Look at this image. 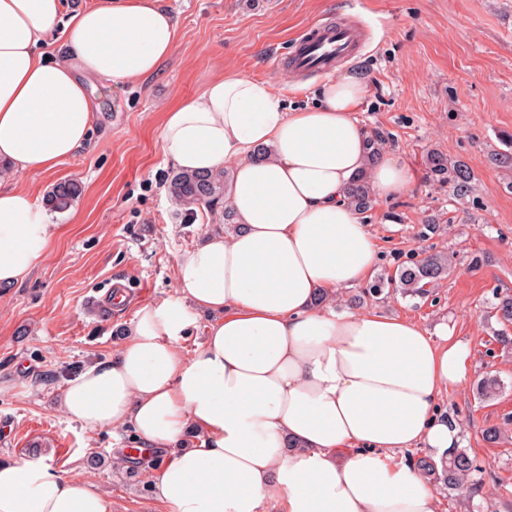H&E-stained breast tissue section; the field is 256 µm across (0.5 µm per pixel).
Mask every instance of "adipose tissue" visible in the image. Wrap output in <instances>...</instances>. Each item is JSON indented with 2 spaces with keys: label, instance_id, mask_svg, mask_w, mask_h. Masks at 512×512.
Masks as SVG:
<instances>
[{
  "label": "adipose tissue",
  "instance_id": "obj_1",
  "mask_svg": "<svg viewBox=\"0 0 512 512\" xmlns=\"http://www.w3.org/2000/svg\"><path fill=\"white\" fill-rule=\"evenodd\" d=\"M65 5L0 0V167L12 174L86 146L94 80L142 82L176 44L162 0ZM58 31L64 49L46 57ZM367 86L340 73L292 111L270 81L227 71L164 116L162 149L181 170L231 165L238 228L178 257L175 298L141 306L60 407L91 431L132 427L160 459L155 496L171 512H438L428 474L390 459L424 447L437 463L458 443L438 402L469 377L468 347L446 325L331 308L377 258L346 185L368 172L387 199L414 184L395 159L368 162L355 116ZM55 232L30 194L0 183V287L36 267ZM199 313L213 320L187 355L179 341ZM0 512H112V500L90 480L2 463Z\"/></svg>",
  "mask_w": 512,
  "mask_h": 512
}]
</instances>
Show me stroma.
Listing matches in <instances>:
<instances>
[{"label": "stroma", "instance_id": "obj_1", "mask_svg": "<svg viewBox=\"0 0 512 512\" xmlns=\"http://www.w3.org/2000/svg\"><path fill=\"white\" fill-rule=\"evenodd\" d=\"M163 2L179 20L180 38L158 72L137 84L96 81L88 145L53 174L6 178L40 205L58 182L74 180L82 190L66 211L51 212L59 229L39 267L0 288V462H41L89 479L111 495L112 512H170L154 495L158 459L112 463L113 449L133 447L130 428L90 431L56 403L68 380L111 358L137 309L174 297L177 257L212 230L170 196L176 167L159 137L165 109L198 95L223 70L271 81L286 107L312 104L322 75L288 72L281 60L311 28L344 24L365 45L336 66L368 78L357 118L381 132L385 155L414 174L410 193L373 199L365 214L379 255L375 271L395 272L423 249L452 257L429 296L393 291L363 304L430 330L448 324L467 343L472 373L439 406L459 429V447L480 466L479 486L454 497L439 493L438 512H512V435L484 439L487 428L512 421V352L496 340L512 324L492 312L497 297L512 291V167L493 159L512 136V0ZM299 84L304 92L293 93ZM432 152L470 169L479 208L432 179ZM117 286L133 294L124 308L86 316L89 296ZM488 374L503 389L482 401L475 385Z\"/></svg>", "mask_w": 512, "mask_h": 512}]
</instances>
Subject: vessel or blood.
<instances>
[{"label": "vessel or blood", "instance_id": "vessel-or-blood-1", "mask_svg": "<svg viewBox=\"0 0 512 512\" xmlns=\"http://www.w3.org/2000/svg\"><path fill=\"white\" fill-rule=\"evenodd\" d=\"M362 41L353 29L318 27L301 38L291 56V67L298 71L326 73L337 62L354 57L361 51Z\"/></svg>", "mask_w": 512, "mask_h": 512}]
</instances>
